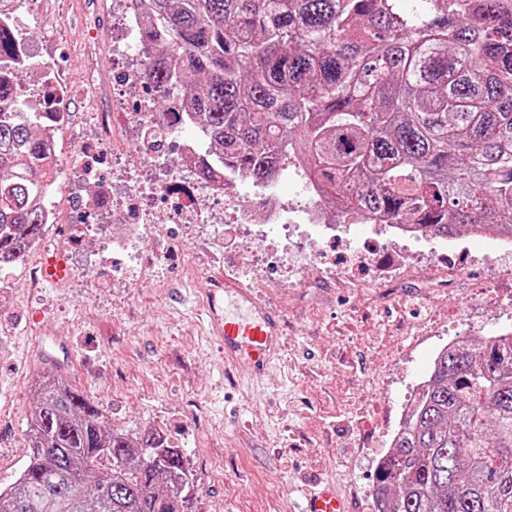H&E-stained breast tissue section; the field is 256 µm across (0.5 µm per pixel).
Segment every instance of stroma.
<instances>
[{
    "mask_svg": "<svg viewBox=\"0 0 512 512\" xmlns=\"http://www.w3.org/2000/svg\"><path fill=\"white\" fill-rule=\"evenodd\" d=\"M14 24L73 88L54 179L56 208L78 230L55 239L76 259L64 286L30 294L29 263L0 271V484L27 461L31 383L54 374L98 405L107 426L158 429L182 448L197 479L192 512H297L324 480L351 512H375L377 463L439 349L452 336L512 326V255L490 267L475 243L466 264L451 265L430 238L406 244L417 264L370 282L340 259L369 225L336 243L306 241L295 228L289 238L305 248L289 252L284 273L252 262L248 243L226 250L223 225L173 224L162 206L136 240L102 258L82 232L96 216L73 197L90 191L77 177L78 150L93 137L90 107L112 109V0H39L15 8ZM226 278L285 317L280 356L256 391L235 383L220 343L202 330V302Z\"/></svg>",
    "mask_w": 512,
    "mask_h": 512,
    "instance_id": "35a3bbf8",
    "label": "stroma"
}]
</instances>
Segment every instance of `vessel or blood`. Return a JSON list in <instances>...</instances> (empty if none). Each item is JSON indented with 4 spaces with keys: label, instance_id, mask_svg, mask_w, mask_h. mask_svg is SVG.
<instances>
[{
    "label": "vessel or blood",
    "instance_id": "vessel-or-blood-1",
    "mask_svg": "<svg viewBox=\"0 0 512 512\" xmlns=\"http://www.w3.org/2000/svg\"><path fill=\"white\" fill-rule=\"evenodd\" d=\"M69 267L63 257H48L43 277L55 285L68 278ZM209 327L224 346V360L242 367L255 381L266 376L283 334L280 314L257 301L252 289L225 288L222 297L207 301ZM298 512H349L344 500L331 486H323L306 496Z\"/></svg>",
    "mask_w": 512,
    "mask_h": 512
}]
</instances>
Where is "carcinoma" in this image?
<instances>
[{
    "instance_id": "obj_1",
    "label": "carcinoma",
    "mask_w": 512,
    "mask_h": 512,
    "mask_svg": "<svg viewBox=\"0 0 512 512\" xmlns=\"http://www.w3.org/2000/svg\"><path fill=\"white\" fill-rule=\"evenodd\" d=\"M156 99L189 96L215 162L261 183L289 153L345 213L448 237L512 230L509 0H133ZM20 37L0 14L1 76L21 93ZM37 116L0 108V259L45 233L53 174ZM28 462L0 512H188L196 478L158 431L104 426L54 375L35 379ZM376 512H512V336L437 354L427 391L378 463Z\"/></svg>"
}]
</instances>
